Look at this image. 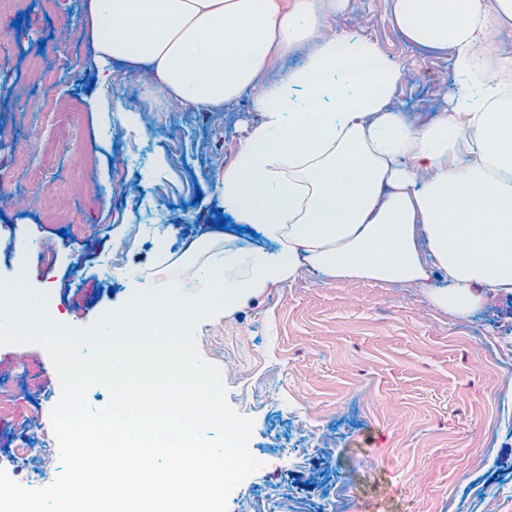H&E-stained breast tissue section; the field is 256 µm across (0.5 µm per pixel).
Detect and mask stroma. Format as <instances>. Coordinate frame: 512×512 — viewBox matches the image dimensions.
<instances>
[{
	"label": "stroma",
	"mask_w": 512,
	"mask_h": 512,
	"mask_svg": "<svg viewBox=\"0 0 512 512\" xmlns=\"http://www.w3.org/2000/svg\"><path fill=\"white\" fill-rule=\"evenodd\" d=\"M395 0H346L335 19L377 41L400 71L394 109L426 122L448 107L458 76L450 50L407 41ZM83 0H17L0 14V167L36 156L56 135L33 110L44 96L33 65L59 73L58 102H80L82 120L52 179L68 196L46 219L45 199L16 170L0 195V283L21 281L63 324L85 328L131 301L127 276L101 280L127 225L146 245L129 265L157 289L209 271L205 254L159 252L160 237L192 244L213 230L221 183L213 161L232 164L260 116L249 97L213 113L171 111L146 96L144 74L115 64L101 111L96 76L79 35ZM202 357L222 373L229 403L254 420L259 469L230 494L228 512H512V306L489 298L468 317L434 307L422 289L319 274L264 290L233 315L198 322ZM0 381L15 418L0 423V469L27 435L50 437L61 392L47 352L0 346Z\"/></svg>",
	"instance_id": "1"
}]
</instances>
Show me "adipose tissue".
<instances>
[{"label": "adipose tissue", "mask_w": 512, "mask_h": 512, "mask_svg": "<svg viewBox=\"0 0 512 512\" xmlns=\"http://www.w3.org/2000/svg\"><path fill=\"white\" fill-rule=\"evenodd\" d=\"M343 0H85L81 34L105 90L112 65L146 66L174 103L213 112L249 97L261 122L221 177V203L276 252L228 251L199 281L196 305L149 287L124 335L94 346L118 367L164 358L188 376L200 410L218 408L192 358L191 327L214 297L232 314L266 288L320 273L424 289L464 317L512 294V102L487 62L512 0H395L411 43L448 48L465 81L430 122L391 110L399 70L374 40L336 35ZM304 62L257 86L274 55ZM443 273L445 285L435 284Z\"/></svg>", "instance_id": "obj_1"}]
</instances>
